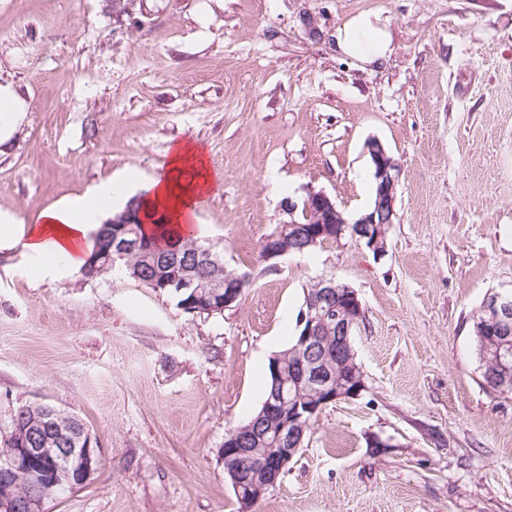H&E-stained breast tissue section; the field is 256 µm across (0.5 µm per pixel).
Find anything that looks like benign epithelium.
Returning <instances> with one entry per match:
<instances>
[{"label":"benign epithelium","mask_w":512,"mask_h":512,"mask_svg":"<svg viewBox=\"0 0 512 512\" xmlns=\"http://www.w3.org/2000/svg\"><path fill=\"white\" fill-rule=\"evenodd\" d=\"M367 150L374 178L370 205L359 214L348 215L325 192H309L304 210L315 213L321 226L311 242L322 236L340 240L347 234L374 255L385 254L386 226L396 219L401 170L381 142L371 141ZM142 223V211L132 204L122 215L102 224L97 234L108 246L97 247L88 255L91 277L101 276L116 259L127 256H135L150 267H166V254L131 230L132 225ZM296 233L298 225L293 218L277 225L263 242L262 259L277 267L279 259L292 253L288 242ZM244 282L245 277L231 273L204 284L198 281L193 264L184 262L159 283L176 294H190L191 307L212 312L237 304ZM145 283L152 288L159 284L149 279ZM363 318L357 291L334 278L318 281L307 293L298 321L302 328L299 343L271 358L273 392L257 417L230 429L224 438V479L237 497L239 512H253L286 474L303 442L308 416L330 402L355 399L367 390L362 371H351L349 383L338 378L339 370L345 367L344 353L354 351L353 337ZM476 323L487 336L512 335V295L488 294ZM322 336L336 337V360H331L329 345L320 340ZM303 386L326 399L316 403L301 396ZM26 411L25 421L11 424L3 435L0 512H44L46 488L72 490L81 486L99 462L91 448V435L78 417L47 404H30Z\"/></svg>","instance_id":"obj_1"}]
</instances>
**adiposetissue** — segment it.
I'll list each match as a JSON object with an SVG mask.
<instances>
[{
    "mask_svg": "<svg viewBox=\"0 0 512 512\" xmlns=\"http://www.w3.org/2000/svg\"><path fill=\"white\" fill-rule=\"evenodd\" d=\"M336 45L364 65L380 64L391 53L390 35L380 16L371 12L357 14L338 28ZM167 154L160 173L146 184L141 204L146 215H162L180 235L197 236V210L218 191L220 179L212 172L204 148L193 141L176 142ZM125 190V181L108 180L29 220L0 212V246L20 249L41 277L78 274L92 249L99 218Z\"/></svg>",
    "mask_w": 512,
    "mask_h": 512,
    "instance_id": "adipose-tissue-1",
    "label": "adipose tissue"
}]
</instances>
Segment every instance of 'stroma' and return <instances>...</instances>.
<instances>
[{"label":"stroma","mask_w":512,"mask_h":512,"mask_svg":"<svg viewBox=\"0 0 512 512\" xmlns=\"http://www.w3.org/2000/svg\"><path fill=\"white\" fill-rule=\"evenodd\" d=\"M367 11L392 53L364 67L335 34ZM5 83L27 113L0 151V211L153 176L191 139L222 180L197 241L250 280L192 316L123 268L42 279L0 249V431L48 404L100 457L47 512H238L224 436L331 276L364 308L368 390L313 417L254 512H512V394L483 385L470 333L485 296L512 289V0H0ZM372 140L402 173L385 255L344 238L270 267L289 203L369 205Z\"/></svg>","instance_id":"stroma-1"}]
</instances>
